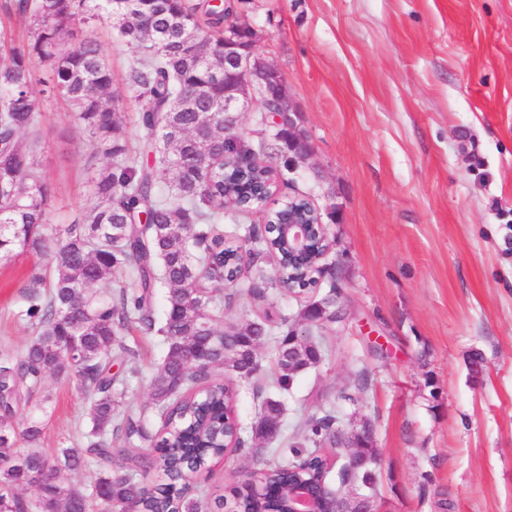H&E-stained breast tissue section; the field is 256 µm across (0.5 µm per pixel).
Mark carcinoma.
<instances>
[{"label":"carcinoma","mask_w":512,"mask_h":512,"mask_svg":"<svg viewBox=\"0 0 512 512\" xmlns=\"http://www.w3.org/2000/svg\"><path fill=\"white\" fill-rule=\"evenodd\" d=\"M11 12L29 23L26 41L0 46V256L15 252L46 259L31 273L26 308L19 318L32 331L20 354L0 355V509L4 512H206L184 474L207 470L224 457V432L239 422L234 381L260 369L264 341L275 344L269 396L251 426L252 437L283 444L282 460L262 474L257 487L232 491L240 512H290L288 487L308 482L331 487L318 454L334 443L336 421L328 413L304 420V437L286 441L281 398L296 377L317 367L327 346L321 336L292 344L288 318L266 313L244 323L224 321V276L243 275L240 254L224 247V196L259 191L269 169L256 164L249 179L224 173V22L232 6L208 0H13ZM106 13L140 57L126 76V90L143 102L137 120L142 160L129 148V133L114 101L112 66L93 34L64 46L77 26ZM49 73L50 89L64 100L89 137L90 159L107 164L91 180L94 206L82 220L47 227L53 190L37 158L39 138L22 134L39 123L32 60ZM256 260L282 257L283 246L262 241L254 224L239 227ZM115 270L128 284L108 298L93 286ZM157 336L164 347L151 379V404L162 428L151 435L144 416L119 412V403L141 369L112 373V356L133 362L125 340L131 327ZM227 382L215 383L219 373ZM75 374L88 402L84 443L54 454L38 450L41 422L19 427L49 374ZM121 440L124 448L112 447ZM148 442L152 449L141 444ZM28 445V450L19 444ZM123 470L112 469L115 454ZM378 448L363 445L342 459L340 483L374 487ZM95 466L92 489L66 485L63 469ZM159 470L166 481L144 483ZM36 485L28 499L16 493Z\"/></svg>","instance_id":"obj_1"}]
</instances>
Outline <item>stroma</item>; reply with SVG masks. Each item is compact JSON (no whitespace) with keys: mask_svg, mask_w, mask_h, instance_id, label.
<instances>
[{"mask_svg":"<svg viewBox=\"0 0 512 512\" xmlns=\"http://www.w3.org/2000/svg\"><path fill=\"white\" fill-rule=\"evenodd\" d=\"M258 30L256 53L282 73L313 152L280 185L319 210L333 242L341 323L329 351L284 396L285 424L332 409L344 428L370 423L381 464L378 512H512V0H237ZM125 95L139 56L110 23L95 24ZM33 90L39 161L51 183L47 223L83 217L94 199L87 136L66 106ZM40 257L0 260V354L31 332L16 317ZM305 298L235 292L227 319L298 317ZM141 380L121 412L149 410L157 340L131 333ZM484 373L472 379L471 351ZM41 446L75 445L87 404L69 375L46 376ZM230 453L192 482L205 502L230 495L256 465Z\"/></svg>","mask_w":512,"mask_h":512,"instance_id":"obj_1","label":"stroma"}]
</instances>
